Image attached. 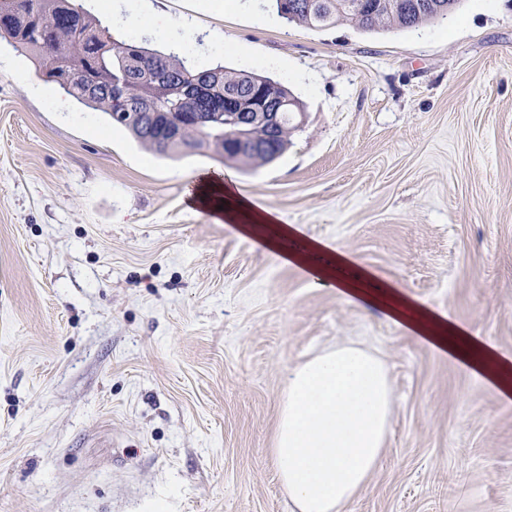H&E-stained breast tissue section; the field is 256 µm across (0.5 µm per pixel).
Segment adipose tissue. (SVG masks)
<instances>
[{"mask_svg":"<svg viewBox=\"0 0 512 512\" xmlns=\"http://www.w3.org/2000/svg\"><path fill=\"white\" fill-rule=\"evenodd\" d=\"M194 204L235 222L247 202L219 176L191 184ZM448 356L484 385L512 391V359L454 328ZM396 394L384 361L370 349L339 345L297 366L285 381L272 455L296 512H345L379 469Z\"/></svg>","mask_w":512,"mask_h":512,"instance_id":"adipose-tissue-1","label":"adipose tissue"}]
</instances>
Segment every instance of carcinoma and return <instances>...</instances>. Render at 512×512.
<instances>
[{
    "mask_svg": "<svg viewBox=\"0 0 512 512\" xmlns=\"http://www.w3.org/2000/svg\"><path fill=\"white\" fill-rule=\"evenodd\" d=\"M277 14L289 23L307 28H325L350 23L363 32L399 31L448 16L461 0H272ZM35 54L48 82L59 85L86 108L106 113L112 126L128 132L153 154L205 155L213 153L223 162L258 168L272 163L287 149L289 137L298 128L299 102L282 84L268 85L271 78L254 72L188 67L159 49L134 42L117 41L108 27L84 12L75 0H0V39ZM112 41V52H101L103 40ZM81 68L83 78L62 81L64 67ZM206 73L211 79L205 102L187 108L185 90L192 78ZM161 74L183 78V84L152 103L153 111L141 112L147 81ZM123 88L124 96L111 88ZM268 87L279 105L276 120L264 116L251 127L253 146L234 150L226 136L233 125L224 118V91L247 93Z\"/></svg>",
    "mask_w": 512,
    "mask_h": 512,
    "instance_id": "cac0c4a2",
    "label": "carcinoma"
}]
</instances>
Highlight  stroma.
I'll list each match as a JSON object with an SVG mask.
<instances>
[{
	"instance_id": "obj_1",
	"label": "stroma",
	"mask_w": 512,
	"mask_h": 512,
	"mask_svg": "<svg viewBox=\"0 0 512 512\" xmlns=\"http://www.w3.org/2000/svg\"><path fill=\"white\" fill-rule=\"evenodd\" d=\"M78 3L115 39L272 77L303 117L263 167L160 158L58 110L0 39V512H293L270 455L284 382L341 344L397 394L345 512H512V402L385 309L398 292L512 356V0L379 33L145 0L193 22L178 41ZM207 173L275 223L190 206Z\"/></svg>"
}]
</instances>
